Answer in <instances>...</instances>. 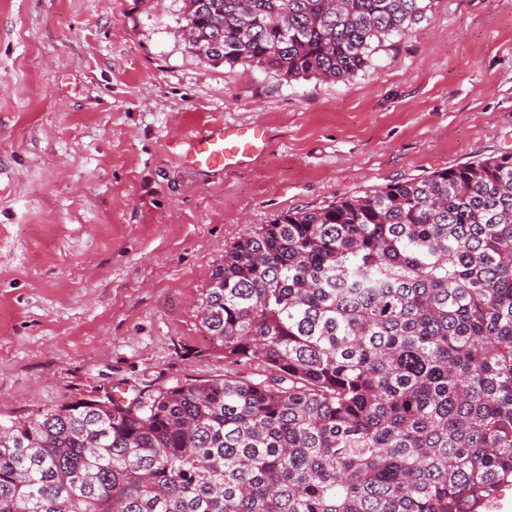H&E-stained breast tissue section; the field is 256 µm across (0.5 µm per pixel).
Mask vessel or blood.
<instances>
[{"label": "vessel or blood", "mask_w": 512, "mask_h": 512, "mask_svg": "<svg viewBox=\"0 0 512 512\" xmlns=\"http://www.w3.org/2000/svg\"><path fill=\"white\" fill-rule=\"evenodd\" d=\"M265 148L266 132L262 127L218 124L192 136L187 161L201 170H236L251 163Z\"/></svg>", "instance_id": "b4317fda"}]
</instances>
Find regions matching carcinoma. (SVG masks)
Returning a JSON list of instances; mask_svg holds the SVG:
<instances>
[{
    "label": "carcinoma",
    "instance_id": "1",
    "mask_svg": "<svg viewBox=\"0 0 512 512\" xmlns=\"http://www.w3.org/2000/svg\"><path fill=\"white\" fill-rule=\"evenodd\" d=\"M202 60L352 80L434 0H183ZM213 350L269 373L0 418V512H494L512 482V152L224 250Z\"/></svg>",
    "mask_w": 512,
    "mask_h": 512
}]
</instances>
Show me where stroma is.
<instances>
[{
	"mask_svg": "<svg viewBox=\"0 0 512 512\" xmlns=\"http://www.w3.org/2000/svg\"><path fill=\"white\" fill-rule=\"evenodd\" d=\"M182 0H0V417L225 373L198 307L246 227L512 151V0H435L352 81L197 58ZM266 128L196 171L195 130Z\"/></svg>",
	"mask_w": 512,
	"mask_h": 512,
	"instance_id": "stroma-1",
	"label": "stroma"
}]
</instances>
